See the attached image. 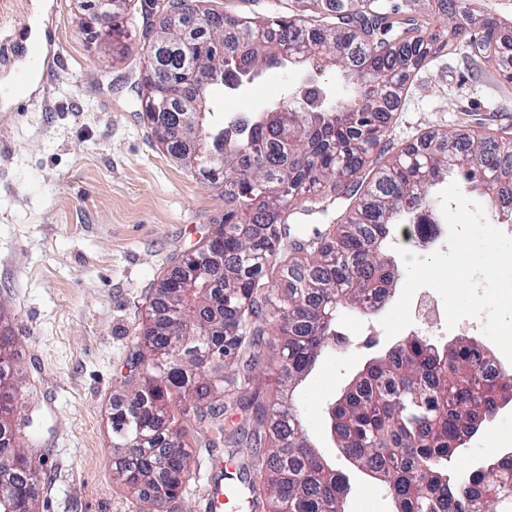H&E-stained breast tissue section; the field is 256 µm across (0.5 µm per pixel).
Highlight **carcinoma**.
<instances>
[{"instance_id":"cac0c4a2","label":"carcinoma","mask_w":512,"mask_h":512,"mask_svg":"<svg viewBox=\"0 0 512 512\" xmlns=\"http://www.w3.org/2000/svg\"><path fill=\"white\" fill-rule=\"evenodd\" d=\"M112 57L133 36L117 0ZM448 33L424 35L429 21L395 0H296L309 20L208 12L160 24L135 90H158L193 74L224 70L222 86L239 87L265 67L325 58L338 68L345 94L320 87L303 101L245 119L214 120L212 101L191 92L159 109L157 143L204 174L213 149L224 175V218L158 282L146 336L126 359L129 403L112 408V452L120 481L153 512L178 496L192 475L187 436L194 422L206 448L229 444L242 475L256 474V503L272 512H345L348 479L319 453L301 421L297 390L322 352L342 342L341 309L383 304L399 267L391 244L401 224H419L453 177L485 206L512 200V138L484 131L420 139L385 159L390 104L411 75L451 43L495 65L512 83V54L499 19L473 26L474 0H445ZM183 117L200 122L205 146L170 140ZM318 195L315 208L302 206ZM327 225L307 235L309 218ZM224 252L223 278L207 285L199 268ZM279 326V356L266 358L265 336ZM10 338L0 336V387L13 374ZM486 344L465 337L440 347L412 337L368 365L331 407V429L349 461L387 488L396 512H512V483L497 458L449 469L488 414L512 392V374L480 387L469 381ZM278 373L280 400L265 407L248 394L259 368ZM7 479L24 512H37L38 476L17 468Z\"/></svg>"}]
</instances>
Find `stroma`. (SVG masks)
Instances as JSON below:
<instances>
[{
	"label": "stroma",
	"instance_id": "stroma-1",
	"mask_svg": "<svg viewBox=\"0 0 512 512\" xmlns=\"http://www.w3.org/2000/svg\"><path fill=\"white\" fill-rule=\"evenodd\" d=\"M222 14L288 17L295 0H210ZM86 0H52L50 34L29 112L15 114L6 92L14 79L0 65V317L23 383L16 443L38 473L39 512H142L114 476L110 417L124 402L121 378L144 311L176 257L192 249L224 216V190L198 176L155 142L132 89L142 69L132 39L124 61L104 70L106 52L81 32ZM315 82L331 96L342 80L330 69L265 70L252 83L224 90L216 111L266 112ZM512 124V85L492 64L454 44L408 80L388 128L399 153L432 131H495ZM343 344L325 350L306 379L299 408L314 444L348 479L349 512H395L377 481L351 466L334 444L327 411L394 339L380 315L339 312ZM512 451V401L489 415L458 457L464 466ZM193 475L172 512H202L211 460L191 439Z\"/></svg>",
	"mask_w": 512,
	"mask_h": 512
}]
</instances>
